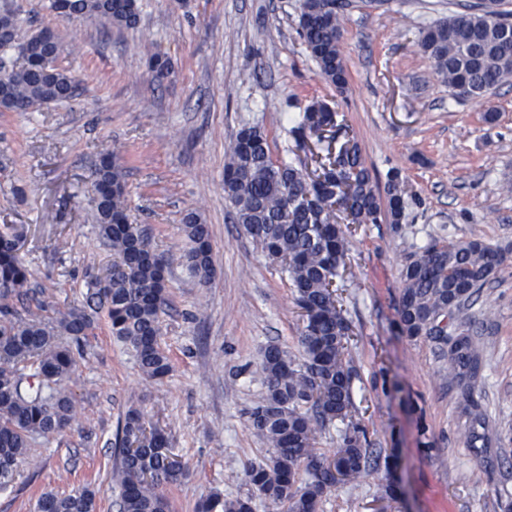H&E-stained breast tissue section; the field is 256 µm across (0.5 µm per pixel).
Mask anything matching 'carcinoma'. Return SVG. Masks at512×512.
I'll return each mask as SVG.
<instances>
[{"label":"carcinoma","mask_w":512,"mask_h":512,"mask_svg":"<svg viewBox=\"0 0 512 512\" xmlns=\"http://www.w3.org/2000/svg\"><path fill=\"white\" fill-rule=\"evenodd\" d=\"M54 13L65 11L104 26L134 29L135 0H48ZM502 0H482L465 13L424 28L418 40L433 72L461 99H484L512 82V16ZM345 0H301L299 34L321 77L342 94L348 73L340 52ZM0 100L33 112L74 97L78 81L58 66L48 76L29 63L48 55L57 62L67 51L56 33L41 29L20 35V22L0 10ZM338 113L325 102L305 109L293 133H315L328 141L316 154L314 176L306 164L272 158L260 129L244 126L230 144L224 164V196L236 223L280 267L294 288L303 313L298 363L275 345L267 346L258 374L265 392L250 411L251 426L270 448L269 458L246 471L251 494L233 499L212 494L195 512H254L259 498L282 512H319L339 478L359 476L368 462L362 431L344 430L342 444L329 462L317 456L319 433L348 417L352 406L351 372L346 362L351 328L342 313L336 278L345 266L347 238L338 214L348 224H400L405 216V185L400 173L380 186L365 166L361 148L349 138L338 149ZM100 198L94 203L98 236L116 255L103 274L91 275L87 303L105 314L112 337L132 351L141 373L161 380L171 359L160 343L161 315L168 306L160 287L175 254L158 251L148 235L130 221L125 166L108 150L96 171ZM188 248L180 255L206 285L214 272L209 226L191 214L183 225ZM23 233L14 224L0 227V487L17 475L19 462L38 438L60 435L77 421L75 400L66 383L83 355L82 341L93 329L83 308L62 311L42 290H31L30 272L20 258ZM502 250L479 240L434 242L412 253L401 270L400 327L409 337L423 336L434 323L479 293L500 271ZM27 303L21 315L15 303ZM448 377L464 385L471 398L481 371L482 349L470 329L451 336ZM143 409L130 406L119 428V467L111 481L119 489V512H171L168 488L184 475L168 453L162 433H145ZM99 491L84 485L69 493L46 489L36 512H97Z\"/></svg>","instance_id":"cac0c4a2"}]
</instances>
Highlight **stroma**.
Here are the masks:
<instances>
[{
	"label": "stroma",
	"mask_w": 512,
	"mask_h": 512,
	"mask_svg": "<svg viewBox=\"0 0 512 512\" xmlns=\"http://www.w3.org/2000/svg\"><path fill=\"white\" fill-rule=\"evenodd\" d=\"M341 52L345 94L319 75L298 34L300 0H137V29L61 18L48 0H0L23 33L48 27L77 44L60 67L75 97L33 112H0V225H24L20 255L36 287L60 309L86 304L89 269L112 262L90 202L104 150L126 166L131 220L162 250H181L188 213L208 224L216 275L201 285L181 264L168 273L161 343L171 370L145 379L104 314L83 342L69 384L82 415L63 434L37 439L21 474L0 491V512H35L46 489L91 483L99 512H117L110 475L129 406L164 430L189 475L169 488L174 512H194L213 492L246 495L245 473L268 454L249 412L264 389L262 352L300 358L303 323L288 279L235 221L222 184L226 148L241 127L264 132L273 158L307 155L292 116L316 101L343 115L373 176L400 170L403 224H368L350 239L338 284L353 336L350 420L383 460L337 485L320 512H506L512 504V84L488 100L454 97L417 43L425 25L475 0H347ZM171 65L157 82L151 55ZM497 113L484 122L487 108ZM478 239L507 260L468 315L484 371L472 396L487 440L472 448L468 416L448 377V346L401 334L397 306L407 257L433 242Z\"/></svg>",
	"instance_id": "1"
}]
</instances>
